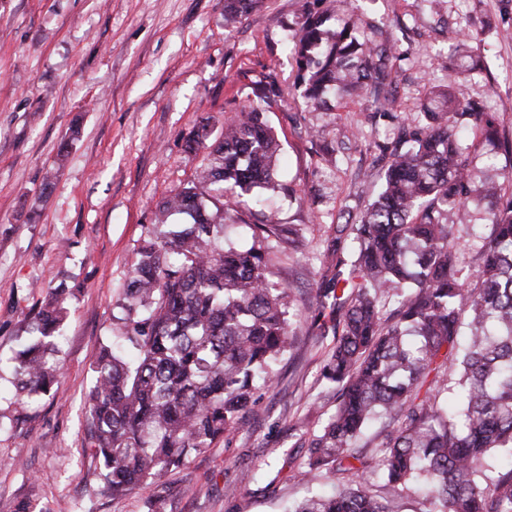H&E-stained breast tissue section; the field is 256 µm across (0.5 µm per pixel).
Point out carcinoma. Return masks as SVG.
Listing matches in <instances>:
<instances>
[{
	"label": "carcinoma",
	"mask_w": 512,
	"mask_h": 512,
	"mask_svg": "<svg viewBox=\"0 0 512 512\" xmlns=\"http://www.w3.org/2000/svg\"><path fill=\"white\" fill-rule=\"evenodd\" d=\"M262 0H224L233 22ZM324 16L309 12L291 48L307 104L328 93L365 94L372 117L387 113L381 90L389 48L361 35L354 19L326 37ZM431 86L423 124H403L392 144L375 200L336 238L322 262L317 301L330 300L341 334L320 376L338 390L336 411L308 440L300 471L311 482L325 469L353 485L311 494L289 512H393L359 481L367 464L357 450L368 425L387 426L375 447L386 486L426 489L437 512H512V196L490 211L470 285L457 263L448 216L471 222L468 204L499 199L503 185L477 178L463 159L471 147L512 154L499 117ZM273 88L224 119L210 142L193 130L187 144L204 151L193 181L167 197L158 224L132 265L117 332L123 350L101 349L86 400L92 454L105 469V490L119 498L159 487L186 457L232 432L253 404L254 383L272 381L288 347L287 289L269 279L270 237L293 233L269 214L252 243L225 237L254 215V189L276 190L279 141L263 119ZM237 199L238 207L224 203ZM183 214L188 224H170ZM68 294L51 289L12 358L13 385L28 398L57 392L62 364L55 338ZM453 393L455 409L441 395Z\"/></svg>",
	"instance_id": "carcinoma-1"
}]
</instances>
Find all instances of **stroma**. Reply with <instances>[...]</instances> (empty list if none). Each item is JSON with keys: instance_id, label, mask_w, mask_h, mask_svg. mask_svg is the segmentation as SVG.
Wrapping results in <instances>:
<instances>
[{"instance_id": "stroma-1", "label": "stroma", "mask_w": 512, "mask_h": 512, "mask_svg": "<svg viewBox=\"0 0 512 512\" xmlns=\"http://www.w3.org/2000/svg\"><path fill=\"white\" fill-rule=\"evenodd\" d=\"M307 6L263 0L228 27L224 0H0V361L47 289L70 292L58 391L17 399L10 369L0 370V512H151L152 491L107 496L87 450L93 363L115 340L122 289L160 203L202 163L186 147L190 132L206 120L220 136L225 117L272 77L282 99L265 117L281 144L279 176L294 190L268 201L294 231L271 241L272 278L294 315L288 350L246 425L191 453L158 494L165 512H285L309 492L347 485L344 474L307 484L296 472L309 454L297 429L317 430L336 407L319 380L336 315L310 324L321 259L337 225L375 198L377 146L396 139L425 85L449 82L460 101L485 102L512 137V0H319L332 20L356 17L407 53L388 67L392 116L375 123L361 97L304 104L289 42ZM488 210L480 203L470 225L454 228L466 270L490 232Z\"/></svg>"}]
</instances>
